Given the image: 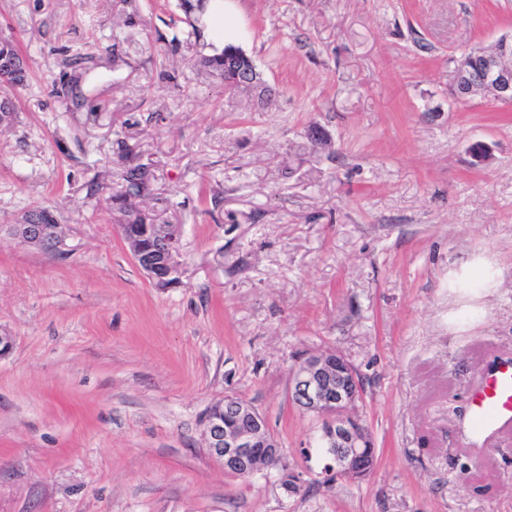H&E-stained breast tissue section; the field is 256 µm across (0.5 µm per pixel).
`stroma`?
<instances>
[{
    "label": "stroma",
    "mask_w": 512,
    "mask_h": 512,
    "mask_svg": "<svg viewBox=\"0 0 512 512\" xmlns=\"http://www.w3.org/2000/svg\"><path fill=\"white\" fill-rule=\"evenodd\" d=\"M234 5L260 112L199 67L224 30L189 36L177 0H0L30 66L0 125V512H512V430L468 432L487 358L512 357V104L451 98L512 0ZM128 158L179 234L165 287L108 201ZM40 206L64 252L8 234ZM320 350L364 382L361 481L313 482L320 420L288 389ZM227 395L266 416L298 492L210 458L201 416Z\"/></svg>",
    "instance_id": "stroma-1"
}]
</instances>
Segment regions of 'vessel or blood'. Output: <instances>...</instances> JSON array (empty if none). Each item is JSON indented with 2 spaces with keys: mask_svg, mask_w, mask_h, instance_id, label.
I'll return each instance as SVG.
<instances>
[{
  "mask_svg": "<svg viewBox=\"0 0 512 512\" xmlns=\"http://www.w3.org/2000/svg\"><path fill=\"white\" fill-rule=\"evenodd\" d=\"M512 427V358L488 366L481 386L470 398V434L483 442L493 433Z\"/></svg>",
  "mask_w": 512,
  "mask_h": 512,
  "instance_id": "obj_1",
  "label": "vessel or blood"
}]
</instances>
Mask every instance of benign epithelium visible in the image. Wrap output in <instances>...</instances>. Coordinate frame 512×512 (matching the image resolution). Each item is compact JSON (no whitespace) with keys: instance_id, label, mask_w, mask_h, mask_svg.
I'll return each instance as SVG.
<instances>
[{"instance_id":"benign-epithelium-1","label":"benign epithelium","mask_w":512,"mask_h":512,"mask_svg":"<svg viewBox=\"0 0 512 512\" xmlns=\"http://www.w3.org/2000/svg\"><path fill=\"white\" fill-rule=\"evenodd\" d=\"M454 86L460 88L461 100L487 95L511 105L512 35L500 37L490 49L470 50L464 66L455 72ZM117 195L126 200L112 201V209L120 214L119 232L136 265L160 286L173 283L181 257L174 225L157 223L153 211L141 206V198L127 190ZM137 215L142 221L136 224ZM9 231L48 254L65 246L56 220L50 224L39 220L14 224ZM289 394L298 410L321 417L320 439L331 448L324 475L350 479L367 476L374 467L376 450L368 428L352 414L362 388L358 374L346 359L327 351L301 355L291 372ZM202 423L208 455L229 473L250 478L283 457L266 417L241 398L226 396L211 404Z\"/></svg>"}]
</instances>
